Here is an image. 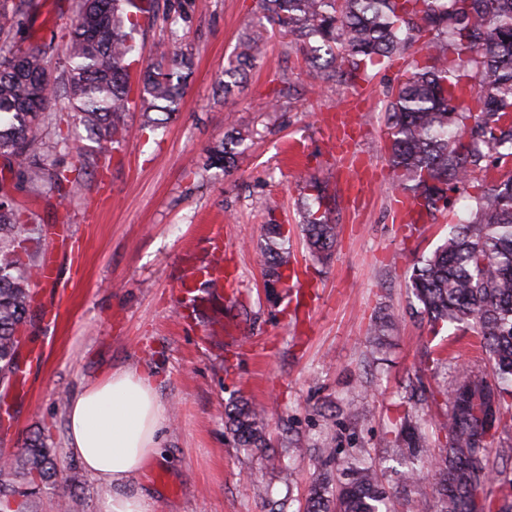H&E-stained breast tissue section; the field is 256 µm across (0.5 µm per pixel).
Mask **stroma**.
<instances>
[{"label": "stroma", "instance_id": "35a3bbf8", "mask_svg": "<svg viewBox=\"0 0 512 512\" xmlns=\"http://www.w3.org/2000/svg\"><path fill=\"white\" fill-rule=\"evenodd\" d=\"M190 2L177 31L160 20L139 37L146 61L173 44L192 52L181 112L147 133L140 114H131L122 150L107 169L90 165L66 205L12 192L20 208L52 226L41 253L67 243L84 249L83 265H61L53 284L58 323L46 325L35 310L24 329L20 355L42 350L26 389H0V410L10 417L0 454L37 435L59 451L62 480L38 494L36 512H60L67 496L77 512H104L105 487L85 474L77 487L65 482L80 469L66 449V411L84 385L114 370L148 371L165 409L167 463L137 479L149 512H302L321 469L315 450L326 443L368 450L383 481L394 482L382 443L408 378L439 345L461 347L467 358L476 353L472 332L434 337L408 314L414 263L443 244L459 215L394 221L385 111L398 67L370 68L354 88L323 84L276 31L227 97L218 82L239 35L257 19L255 0ZM36 3L15 40L49 41L59 16L79 6ZM283 87L287 95L277 97ZM233 127L252 136L233 175L192 173V162ZM310 176L328 182L342 226L325 264L309 259L299 228L296 202ZM271 219L284 224L291 260L307 272L306 313L294 314L290 291L264 283L263 226ZM218 229L224 263L240 281L232 294L204 300L196 316L180 317L176 284L187 262L206 258ZM381 310L396 321L376 356L367 329ZM239 398L269 408L263 452L237 447L224 425L225 405ZM290 438L304 452L286 447Z\"/></svg>", "mask_w": 512, "mask_h": 512}]
</instances>
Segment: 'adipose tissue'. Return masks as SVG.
<instances>
[{
	"instance_id": "adipose-tissue-1",
	"label": "adipose tissue",
	"mask_w": 512,
	"mask_h": 512,
	"mask_svg": "<svg viewBox=\"0 0 512 512\" xmlns=\"http://www.w3.org/2000/svg\"><path fill=\"white\" fill-rule=\"evenodd\" d=\"M165 416L150 375L115 370L78 391L67 408V449L105 485L106 512H146L135 482L146 461H162Z\"/></svg>"
}]
</instances>
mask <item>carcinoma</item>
I'll list each match as a JSON object with an SVG mask.
<instances>
[{
  "label": "carcinoma",
  "instance_id": "obj_1",
  "mask_svg": "<svg viewBox=\"0 0 512 512\" xmlns=\"http://www.w3.org/2000/svg\"><path fill=\"white\" fill-rule=\"evenodd\" d=\"M33 0H0V159L23 185L44 186L63 203L86 173L78 157L69 166L46 167L43 151L68 138L43 136L57 113L79 116L95 143L98 160L121 151L139 112L143 129L155 131L181 110L193 56L162 49L154 62L138 54L136 36L157 18L158 0H79L74 20L63 28V58L54 42L26 47L8 42ZM267 24L291 37L308 67L325 80L348 86L367 81V68L398 62L403 74L386 107L388 154L396 187L420 209L447 212L468 194L465 217L449 226L448 238L418 260L406 283L416 311L431 332L470 325L482 357L448 366V378L431 397L408 382L412 407L437 404L443 420L428 433L406 411L393 423L385 452L434 466L436 512H512V480L499 502L485 488L496 458H512V178L489 172L512 157V0H257ZM265 25L239 37L224 69V94L261 58ZM422 43L417 49L415 44ZM250 134L236 130L207 149L198 167L235 168L238 147ZM326 181L311 177L302 187V231L312 258L326 262L340 234ZM39 215L19 212L0 193V374L20 369L18 333L34 301L39 266L27 260L39 242ZM265 287H288L290 265L283 225H264ZM394 316L369 324L371 342H381ZM235 443L251 451L266 447V410L247 400L224 408ZM57 449L39 437L18 453L0 457V512H29L31 497L54 483ZM394 494L379 477L370 454H349L336 471L324 470L312 484L306 512H395Z\"/></svg>",
  "mask_w": 512,
  "mask_h": 512
}]
</instances>
